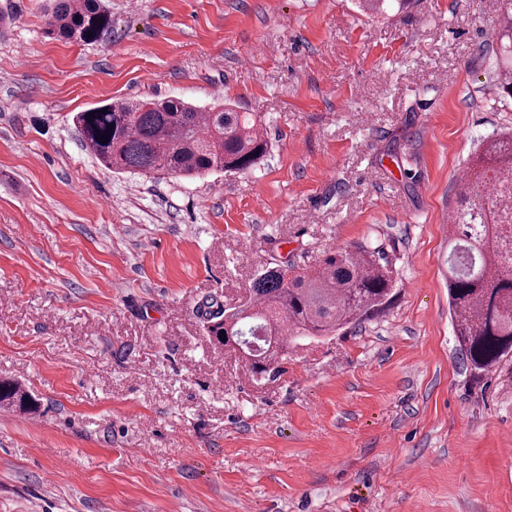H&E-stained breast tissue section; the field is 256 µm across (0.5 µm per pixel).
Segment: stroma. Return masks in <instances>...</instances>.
Returning <instances> with one entry per match:
<instances>
[{"label":"stroma","mask_w":512,"mask_h":512,"mask_svg":"<svg viewBox=\"0 0 512 512\" xmlns=\"http://www.w3.org/2000/svg\"><path fill=\"white\" fill-rule=\"evenodd\" d=\"M90 44L0 0V512H512V361L472 376L448 307L457 172L512 129L502 0H107ZM226 101L246 173H116L73 113ZM384 246L392 305L257 380L199 308L269 258ZM18 407L21 410L35 411L38 407L33 396L24 391L17 383L9 380L0 381V403Z\"/></svg>","instance_id":"obj_1"}]
</instances>
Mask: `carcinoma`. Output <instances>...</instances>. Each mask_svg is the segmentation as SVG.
Segmentation results:
<instances>
[{
  "label": "carcinoma",
  "mask_w": 512,
  "mask_h": 512,
  "mask_svg": "<svg viewBox=\"0 0 512 512\" xmlns=\"http://www.w3.org/2000/svg\"><path fill=\"white\" fill-rule=\"evenodd\" d=\"M499 45L512 61V0H503ZM112 26L101 0H55L47 34L90 43ZM83 143L107 168L145 176L244 173L266 155L263 119L229 105L202 110L173 97L128 99L73 116ZM109 138L103 142L101 135ZM448 239V302L464 364L487 371L512 359V133L485 141L467 167ZM396 280L383 248H336L319 264L297 270L273 258L259 272L245 304L234 312L204 304L207 336L268 339L249 363L255 375L279 372L288 348L368 319L392 300ZM38 407L18 384L0 381V403Z\"/></svg>",
  "instance_id": "obj_1"
}]
</instances>
